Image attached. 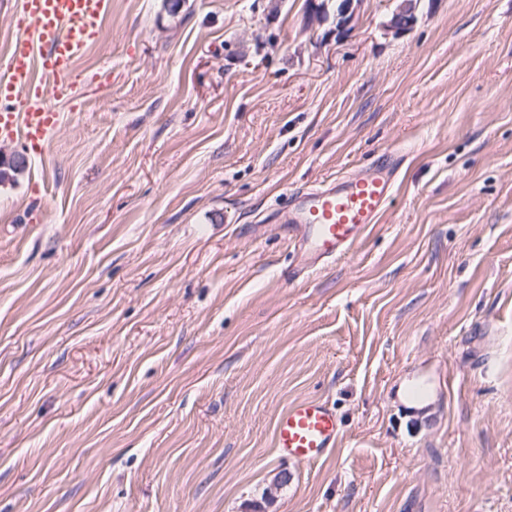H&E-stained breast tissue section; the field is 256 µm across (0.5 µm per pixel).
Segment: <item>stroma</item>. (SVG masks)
<instances>
[{"instance_id": "obj_1", "label": "stroma", "mask_w": 512, "mask_h": 512, "mask_svg": "<svg viewBox=\"0 0 512 512\" xmlns=\"http://www.w3.org/2000/svg\"><path fill=\"white\" fill-rule=\"evenodd\" d=\"M112 0L0 182V512H512V0ZM403 159L294 279L284 194ZM426 381L409 417L398 389ZM303 398L342 420L281 458ZM340 420L335 408L317 398L289 404L278 415L273 444L277 452L299 462H317L337 447Z\"/></svg>"}]
</instances>
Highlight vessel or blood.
I'll return each mask as SVG.
<instances>
[{
    "label": "vessel or blood",
    "instance_id": "obj_1",
    "mask_svg": "<svg viewBox=\"0 0 512 512\" xmlns=\"http://www.w3.org/2000/svg\"><path fill=\"white\" fill-rule=\"evenodd\" d=\"M111 0H21L17 24L32 30L9 53L8 76L0 81V139L19 141L33 152L45 149L60 123L53 106L74 100L85 79L77 60L103 37ZM399 166L382 159L368 170L316 187L287 193L280 217L301 271L348 256L377 223L397 189ZM340 420L317 398L289 404L278 415L273 444L280 455L317 462L337 447Z\"/></svg>",
    "mask_w": 512,
    "mask_h": 512
}]
</instances>
